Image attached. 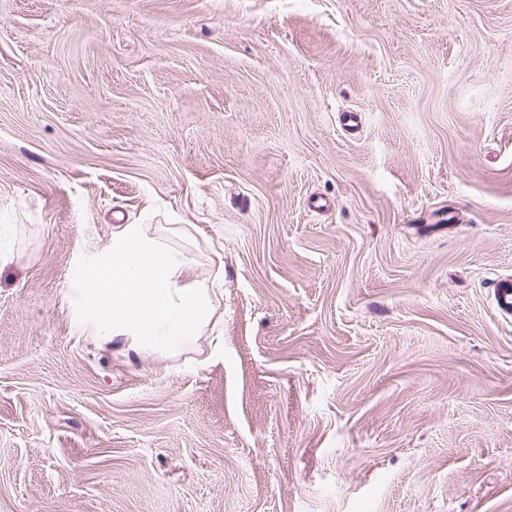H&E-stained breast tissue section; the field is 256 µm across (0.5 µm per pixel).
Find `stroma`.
<instances>
[{"label":"stroma","mask_w":512,"mask_h":512,"mask_svg":"<svg viewBox=\"0 0 512 512\" xmlns=\"http://www.w3.org/2000/svg\"><path fill=\"white\" fill-rule=\"evenodd\" d=\"M125 224L179 354L77 328ZM0 239V512H512V0H0ZM147 224H125L81 279L77 309L83 331L101 343L120 340L124 351L175 354L193 345L215 322L208 279L185 282L194 264Z\"/></svg>","instance_id":"1"}]
</instances>
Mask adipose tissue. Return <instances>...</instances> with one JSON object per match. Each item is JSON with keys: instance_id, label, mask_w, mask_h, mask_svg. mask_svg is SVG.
I'll list each match as a JSON object with an SVG mask.
<instances>
[{"instance_id": "ef3b65f1", "label": "adipose tissue", "mask_w": 512, "mask_h": 512, "mask_svg": "<svg viewBox=\"0 0 512 512\" xmlns=\"http://www.w3.org/2000/svg\"><path fill=\"white\" fill-rule=\"evenodd\" d=\"M193 264L190 250L149 225H123L75 290L84 332L135 352L174 354L193 345L217 311L207 280L184 281Z\"/></svg>"}]
</instances>
